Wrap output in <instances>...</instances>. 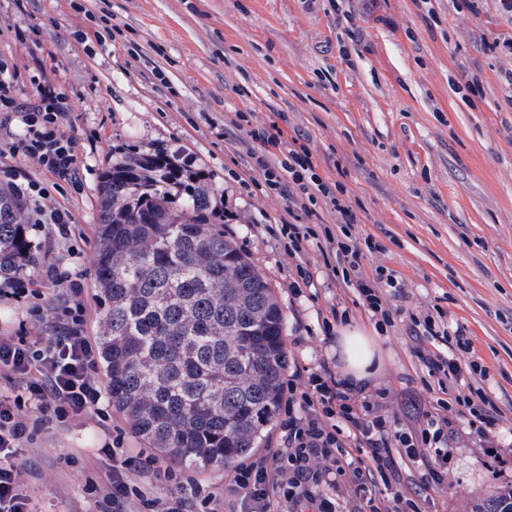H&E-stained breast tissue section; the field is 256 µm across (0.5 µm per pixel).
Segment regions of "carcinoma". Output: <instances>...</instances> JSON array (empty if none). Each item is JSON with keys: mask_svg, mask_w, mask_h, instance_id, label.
I'll return each instance as SVG.
<instances>
[{"mask_svg": "<svg viewBox=\"0 0 512 512\" xmlns=\"http://www.w3.org/2000/svg\"><path fill=\"white\" fill-rule=\"evenodd\" d=\"M20 203L0 193V278L37 256ZM94 285L112 406L178 468H230L267 442L288 370L274 288L224 235L201 177L164 152L105 173ZM512 491L478 512H507Z\"/></svg>", "mask_w": 512, "mask_h": 512, "instance_id": "1", "label": "carcinoma"}]
</instances>
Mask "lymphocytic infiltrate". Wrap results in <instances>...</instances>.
<instances>
[{
	"mask_svg": "<svg viewBox=\"0 0 512 512\" xmlns=\"http://www.w3.org/2000/svg\"><path fill=\"white\" fill-rule=\"evenodd\" d=\"M16 78L9 61L0 58V122L20 121L18 152L55 177L72 178L76 141L61 128L68 111L65 98L45 83L38 89L37 105L23 107L14 97ZM249 136L261 146L253 156L260 173L258 188L289 201L298 193L308 200L301 214L280 229L289 257L299 258L314 240L325 239L336 259L333 275L357 291L363 306L380 315L382 325H389L391 315L381 307L379 287L394 288L398 281L384 269L375 279L362 277L365 254L350 241L357 217L337 197L341 183H328L316 173L306 146L289 149L284 161L274 163L270 157L281 146L278 134L264 127L251 130ZM0 175L9 192L31 208L37 223L56 225L60 235H67L70 213L45 208L47 192L39 181L22 180L11 166L0 168ZM320 203L339 213L338 227L309 225L313 207ZM71 291L77 299L53 336L29 342L0 335V368L14 375L13 392H0V512H41L24 487L17 463L23 444L40 422L63 425L102 411L105 404L106 390L93 374L97 350L84 334L86 308L78 299L79 283H72ZM29 409L38 411V418L26 417ZM280 413L282 447L240 462L223 491L212 490L190 472L156 465L150 456L141 460L145 479L134 480L133 460L117 446L99 449V456L111 461L112 471L107 484H91L90 491L101 512H223L228 498L239 503L240 512H278L284 502L297 512H419L401 482L400 460L424 466L419 488L428 490L431 483L442 481L453 462L446 434L451 417L466 418L482 439L489 438L495 425L489 411L476 407L471 397L458 395L444 404L442 414H426L418 429L404 430L397 419L377 414L363 386L340 376L335 363L325 360L314 371H292ZM374 474L387 489L379 499L369 496L367 478ZM155 480L170 486L168 497L153 494L150 486Z\"/></svg>",
	"mask_w": 512,
	"mask_h": 512,
	"instance_id": "1",
	"label": "lymphocytic infiltrate"
}]
</instances>
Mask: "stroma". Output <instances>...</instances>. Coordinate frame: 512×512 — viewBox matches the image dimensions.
<instances>
[{
    "mask_svg": "<svg viewBox=\"0 0 512 512\" xmlns=\"http://www.w3.org/2000/svg\"><path fill=\"white\" fill-rule=\"evenodd\" d=\"M96 16L112 24L111 46L85 40ZM510 36L497 0L474 13L462 0H0V55L20 72L18 101L34 102L50 80L67 98L65 130L77 143L71 184L15 153L18 126L0 129V165L42 182L48 203L72 215L67 238L53 240L50 225L21 208L38 261L0 298V334L52 335L78 269L84 332L96 337L104 172L125 151L190 159L232 215L225 235L275 290L289 365L335 357L338 337L324 335L322 318L339 305L378 350L368 391L387 390L385 411L409 425L441 396L418 350L479 357L498 457H485L467 420L452 418L454 467L418 501L421 512H475L512 489V55L488 48ZM474 78L477 95L465 89ZM273 122L283 142L306 137L318 173L343 185L359 237L378 245L364 274L384 266L402 281V296L388 300L390 327L377 329L357 293L337 287L318 247L307 256L312 286L290 292L295 262L279 233L288 203L251 187L244 146L249 127ZM435 309L449 328L463 327L472 352L414 330ZM115 439L133 455L144 445L115 410L44 424L20 459L24 486L44 512H99L86 481L107 483L111 467L95 452Z\"/></svg>",
    "mask_w": 512,
    "mask_h": 512,
    "instance_id": "1",
    "label": "stroma"
}]
</instances>
